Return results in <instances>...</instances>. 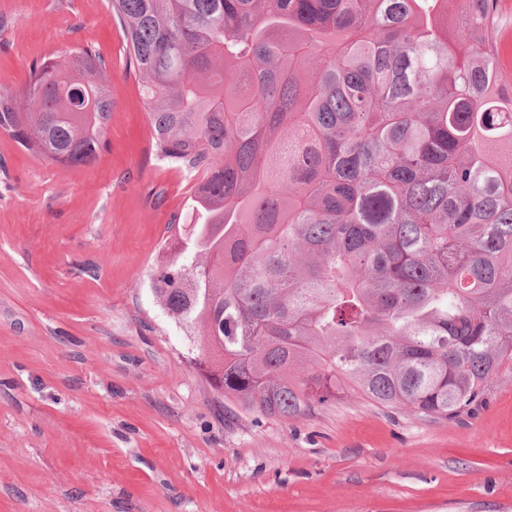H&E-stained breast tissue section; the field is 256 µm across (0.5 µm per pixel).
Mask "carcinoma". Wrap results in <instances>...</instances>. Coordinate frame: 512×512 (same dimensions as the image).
<instances>
[{
  "label": "carcinoma",
  "mask_w": 512,
  "mask_h": 512,
  "mask_svg": "<svg viewBox=\"0 0 512 512\" xmlns=\"http://www.w3.org/2000/svg\"><path fill=\"white\" fill-rule=\"evenodd\" d=\"M496 0H111L168 162L206 171L153 290L224 409L360 394L457 419L512 363V91ZM92 45L0 93L61 166L106 145Z\"/></svg>",
  "instance_id": "carcinoma-1"
}]
</instances>
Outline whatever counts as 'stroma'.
<instances>
[{"label": "stroma", "instance_id": "1", "mask_svg": "<svg viewBox=\"0 0 512 512\" xmlns=\"http://www.w3.org/2000/svg\"><path fill=\"white\" fill-rule=\"evenodd\" d=\"M88 43L107 149L68 168L0 132V512H512L511 365L453 421L225 416L152 290L195 186L150 148L110 0H0V92Z\"/></svg>", "mask_w": 512, "mask_h": 512}]
</instances>
